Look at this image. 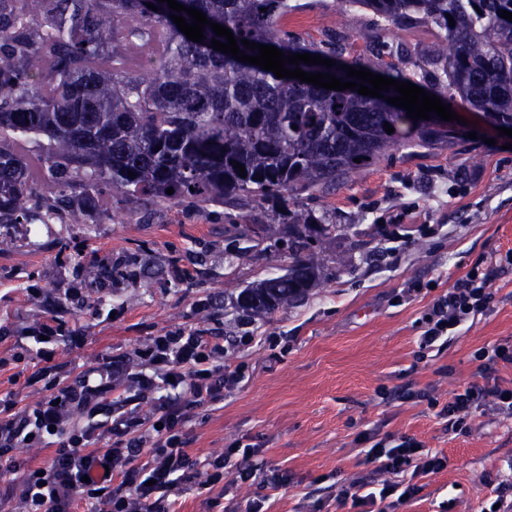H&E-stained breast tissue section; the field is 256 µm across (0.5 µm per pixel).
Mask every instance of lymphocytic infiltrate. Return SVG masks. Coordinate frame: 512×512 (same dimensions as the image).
<instances>
[{
	"label": "lymphocytic infiltrate",
	"mask_w": 512,
	"mask_h": 512,
	"mask_svg": "<svg viewBox=\"0 0 512 512\" xmlns=\"http://www.w3.org/2000/svg\"><path fill=\"white\" fill-rule=\"evenodd\" d=\"M493 271L471 269L428 307L421 327L420 349L461 330L489 307ZM43 369L27 385H43L44 394L24 410L12 396L0 399V495L18 502L19 512H171L182 485L197 483L207 492H224V480L242 486L255 480L256 449L225 448L204 460L189 453L188 410L220 401L243 377V369L224 370V339L206 328H178L153 337L136 351L135 361L109 355L98 358L76 376L54 365L60 344L78 345L77 332L49 324L29 329ZM47 345H40V337ZM129 387L133 396L117 391ZM151 404L143 414L142 404ZM492 405L512 413V388L484 385L455 394L442 412L462 426L473 409ZM110 444L95 447L101 436ZM53 447L39 466L10 459L18 448ZM367 460L386 473L380 487L353 484L344 496L353 512H394L416 492L415 477L444 469L446 457L425 452L415 440L391 447H372ZM232 475H225L226 465Z\"/></svg>",
	"instance_id": "1"
}]
</instances>
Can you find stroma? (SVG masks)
I'll return each mask as SVG.
<instances>
[{
  "instance_id": "obj_1",
  "label": "stroma",
  "mask_w": 512,
  "mask_h": 512,
  "mask_svg": "<svg viewBox=\"0 0 512 512\" xmlns=\"http://www.w3.org/2000/svg\"><path fill=\"white\" fill-rule=\"evenodd\" d=\"M283 20L293 36L352 44L403 68L425 90L445 83L429 63L440 37L419 24L387 26L369 9L338 0H298ZM474 123L476 138L411 144L391 151L328 193L302 195L300 209L326 215L346 234L315 244L325 279L303 300L263 317L239 310L237 294L284 274L288 227L267 213L251 230L250 207L199 208L192 200L156 203L101 194L94 206L60 223L12 224L1 230L0 397L35 402L25 385L35 360L12 362L17 338L47 315L31 288L83 289L61 319L85 339L58 349L55 361L81 370L104 354L130 357L154 336L178 327L215 328L224 336V369L247 363L243 381L223 400L191 410L194 458L239 441L260 448L265 473L287 471V488L271 492L268 512H353L340 496L351 482L377 484L368 463L376 433L386 446L411 437L444 455V470L417 478L418 493L398 512H490L512 501V415L475 409L468 432L437 416L465 388L485 385L474 352L512 343V268L497 272L489 310L444 345L421 352L420 319L438 296L474 266L512 250V137L452 101ZM112 267L100 290L91 272ZM183 271L171 276L172 266ZM254 491L231 490L220 507L186 486L176 512H244Z\"/></svg>"
}]
</instances>
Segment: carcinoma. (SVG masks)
<instances>
[{
    "label": "carcinoma",
    "instance_id": "obj_1",
    "mask_svg": "<svg viewBox=\"0 0 512 512\" xmlns=\"http://www.w3.org/2000/svg\"><path fill=\"white\" fill-rule=\"evenodd\" d=\"M177 2L229 28L249 56L255 51L244 39L286 56L330 55L336 65L326 72L344 82L342 66L359 69L349 44L290 36L281 25L298 9L290 0ZM341 3L368 8L388 25L415 19L436 29L442 44L434 63L449 96L496 127L512 126V22L499 17L512 12V0ZM173 13L157 0H0V140L41 142L51 172L45 189L24 154L0 145V227L37 215L74 217L106 187L129 200L190 198L201 208L246 198L261 209L274 201L288 221V271L237 296L240 310L263 316L305 297L323 276L308 246L336 225L293 210L300 195L349 179L389 150L453 144L458 136L393 108L386 98L394 90L365 98L277 78L210 48L227 40L209 26L206 39L193 42Z\"/></svg>",
    "mask_w": 512,
    "mask_h": 512
}]
</instances>
